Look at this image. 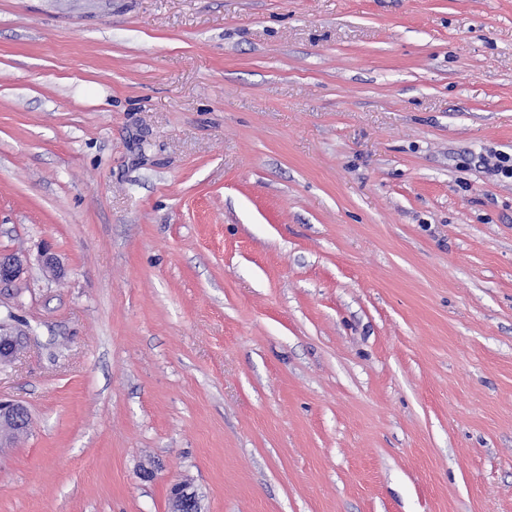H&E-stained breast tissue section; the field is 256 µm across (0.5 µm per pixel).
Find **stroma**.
Returning a JSON list of instances; mask_svg holds the SVG:
<instances>
[{
	"instance_id": "35a3bbf8",
	"label": "stroma",
	"mask_w": 512,
	"mask_h": 512,
	"mask_svg": "<svg viewBox=\"0 0 512 512\" xmlns=\"http://www.w3.org/2000/svg\"><path fill=\"white\" fill-rule=\"evenodd\" d=\"M503 157L512 0H0V512H512ZM24 273L22 261L12 254H0V290L9 288ZM21 343L22 337L8 332L0 317V365L8 363L15 358ZM28 425L29 416L24 406L0 399V446H2V433L4 430L20 431L26 429ZM170 512H203L198 492L185 481L172 484L169 494Z\"/></svg>"
}]
</instances>
